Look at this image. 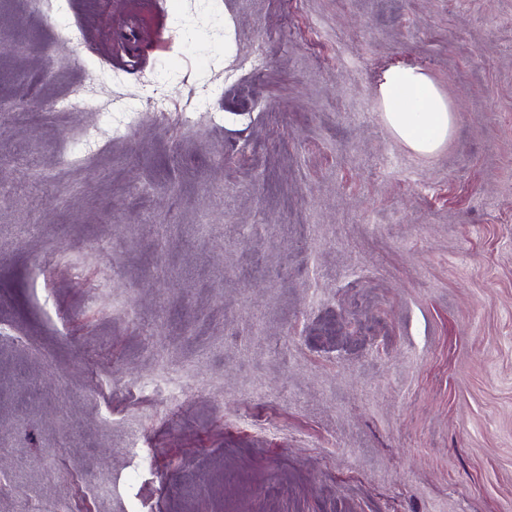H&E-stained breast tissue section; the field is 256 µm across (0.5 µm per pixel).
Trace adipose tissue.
Wrapping results in <instances>:
<instances>
[{"instance_id":"1","label":"adipose tissue","mask_w":512,"mask_h":512,"mask_svg":"<svg viewBox=\"0 0 512 512\" xmlns=\"http://www.w3.org/2000/svg\"><path fill=\"white\" fill-rule=\"evenodd\" d=\"M376 102L392 135L416 153H434L447 140L451 109L422 68L386 69L377 85Z\"/></svg>"}]
</instances>
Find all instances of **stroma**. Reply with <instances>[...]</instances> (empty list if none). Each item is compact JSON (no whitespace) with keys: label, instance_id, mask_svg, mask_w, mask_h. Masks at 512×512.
Segmentation results:
<instances>
[{"label":"stroma","instance_id":"stroma-1","mask_svg":"<svg viewBox=\"0 0 512 512\" xmlns=\"http://www.w3.org/2000/svg\"><path fill=\"white\" fill-rule=\"evenodd\" d=\"M0 512H512V0H0ZM376 102L392 135L416 153H434L447 140L451 109L422 68L386 69L377 85Z\"/></svg>","mask_w":512,"mask_h":512}]
</instances>
